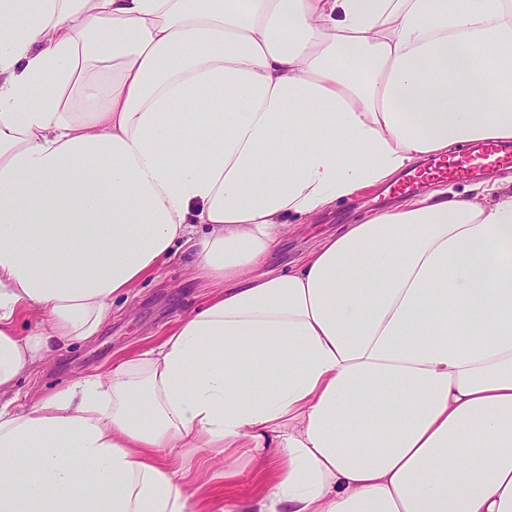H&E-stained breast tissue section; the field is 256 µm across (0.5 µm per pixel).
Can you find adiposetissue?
I'll use <instances>...</instances> for the list:
<instances>
[{
	"instance_id": "1",
	"label": "adipose tissue",
	"mask_w": 512,
	"mask_h": 512,
	"mask_svg": "<svg viewBox=\"0 0 512 512\" xmlns=\"http://www.w3.org/2000/svg\"><path fill=\"white\" fill-rule=\"evenodd\" d=\"M510 141L512 0H0V512H512V187L268 265L288 217ZM188 242L194 314L13 410ZM239 468L242 472L234 489L229 491L230 495L247 501L257 499L261 490L257 464L242 460L239 462Z\"/></svg>"
}]
</instances>
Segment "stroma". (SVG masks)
<instances>
[{
    "label": "stroma",
    "mask_w": 512,
    "mask_h": 512,
    "mask_svg": "<svg viewBox=\"0 0 512 512\" xmlns=\"http://www.w3.org/2000/svg\"><path fill=\"white\" fill-rule=\"evenodd\" d=\"M477 183L474 176L463 180L446 176L418 184L407 190L403 198L411 200L435 190L471 197L476 193ZM400 199L390 196L382 184L336 202L316 218H292V227L271 262L285 267L314 250L324 237L336 233L342 225L362 223L374 212L395 207ZM193 263L189 252L161 260L155 273L128 296L113 300L112 319L99 336L62 348L50 361L20 378L16 409L28 408L38 398L63 390L79 378L107 374L125 357L161 343L168 330L191 315L209 292L206 282L195 278Z\"/></svg>",
    "instance_id": "stroma-1"
}]
</instances>
